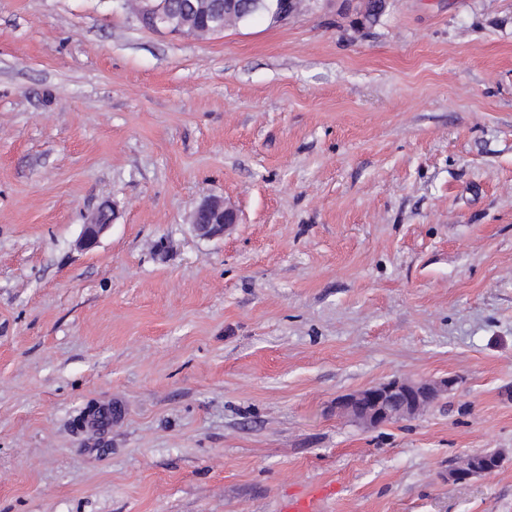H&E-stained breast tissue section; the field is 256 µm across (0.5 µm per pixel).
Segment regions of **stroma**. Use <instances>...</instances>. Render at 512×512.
<instances>
[{
    "mask_svg": "<svg viewBox=\"0 0 512 512\" xmlns=\"http://www.w3.org/2000/svg\"><path fill=\"white\" fill-rule=\"evenodd\" d=\"M360 2L198 39L0 0V512H512V0ZM209 216L210 221H203L202 216ZM197 233L204 238L221 236L224 227L237 223V214L230 208H224V202L219 198H208L198 204L193 211L192 221ZM106 220L100 221L99 216L93 217L87 224H84L79 244L84 249L95 247L100 236L112 225V207L106 205ZM454 385L453 377L420 382L394 379L337 399L336 410L355 416L365 426L376 427L419 415ZM501 458L497 451L472 453L464 457L448 472L449 483H462L475 476L479 468L486 469L495 466Z\"/></svg>",
    "mask_w": 512,
    "mask_h": 512,
    "instance_id": "stroma-1",
    "label": "stroma"
}]
</instances>
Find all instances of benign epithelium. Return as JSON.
<instances>
[{"instance_id": "benign-epithelium-1", "label": "benign epithelium", "mask_w": 512, "mask_h": 512, "mask_svg": "<svg viewBox=\"0 0 512 512\" xmlns=\"http://www.w3.org/2000/svg\"><path fill=\"white\" fill-rule=\"evenodd\" d=\"M145 13L151 22V29L167 32L165 11L155 0H147ZM112 210H107L106 220L92 218L83 225L79 240L81 247H95L100 236L111 226ZM237 223L234 210L224 207L219 198H208L198 204L193 211V225L197 233L204 238L221 236L224 227ZM455 385V378L448 377L420 382L390 380L372 385L336 400V410L347 413L368 427L383 423L412 418L446 395ZM501 458L497 451L472 453L464 457L448 472V482L462 483L475 476L480 468L487 469L496 465Z\"/></svg>"}]
</instances>
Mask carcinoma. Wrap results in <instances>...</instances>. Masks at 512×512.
<instances>
[{
	"mask_svg": "<svg viewBox=\"0 0 512 512\" xmlns=\"http://www.w3.org/2000/svg\"><path fill=\"white\" fill-rule=\"evenodd\" d=\"M165 4L174 28L184 34L204 37L229 25L245 23L261 14L272 16L277 0H228L224 14L215 19L198 8L199 0H160ZM385 9V0H365L363 18L377 21Z\"/></svg>",
	"mask_w": 512,
	"mask_h": 512,
	"instance_id": "carcinoma-1",
	"label": "carcinoma"
}]
</instances>
